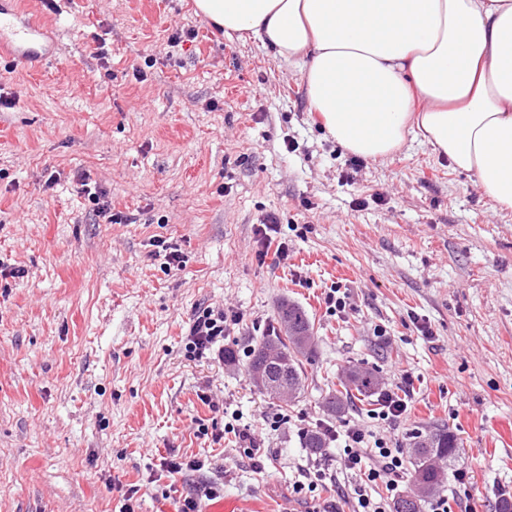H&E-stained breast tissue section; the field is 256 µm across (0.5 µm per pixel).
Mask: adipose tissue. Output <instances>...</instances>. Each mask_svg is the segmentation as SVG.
Listing matches in <instances>:
<instances>
[{
	"label": "adipose tissue",
	"instance_id": "1",
	"mask_svg": "<svg viewBox=\"0 0 512 512\" xmlns=\"http://www.w3.org/2000/svg\"><path fill=\"white\" fill-rule=\"evenodd\" d=\"M225 33L302 67L344 149L384 159L419 133L512 210V0H195Z\"/></svg>",
	"mask_w": 512,
	"mask_h": 512
}]
</instances>
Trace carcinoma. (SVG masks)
Masks as SVG:
<instances>
[{
  "instance_id": "cac0c4a2",
  "label": "carcinoma",
  "mask_w": 512,
  "mask_h": 512,
  "mask_svg": "<svg viewBox=\"0 0 512 512\" xmlns=\"http://www.w3.org/2000/svg\"><path fill=\"white\" fill-rule=\"evenodd\" d=\"M278 317L284 334L264 335L253 342L249 351L248 373L257 371L268 359L273 358L278 361L275 372L286 387L284 393L294 396L303 390L304 361L314 351L311 325L305 311L286 300L278 306ZM377 386L378 380L373 373L354 371L349 376V384L343 386V390H338L325 399L324 408L331 413L340 414L346 407L344 393L354 389L359 394L368 396L374 393ZM409 441L413 467L411 479L417 489V501L401 497L396 504H406L408 512H422L420 502L445 489L447 477L439 462L456 458L457 443L448 430L432 427L411 433Z\"/></svg>"
}]
</instances>
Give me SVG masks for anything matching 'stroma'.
I'll use <instances>...</instances> for the list:
<instances>
[{
  "label": "stroma",
  "instance_id": "1",
  "mask_svg": "<svg viewBox=\"0 0 512 512\" xmlns=\"http://www.w3.org/2000/svg\"><path fill=\"white\" fill-rule=\"evenodd\" d=\"M57 5L37 10L48 61L0 60V93L19 97L0 111V512H123L132 486L136 512H164L192 481L248 512H308L293 485L320 420L403 449L415 427L447 426L451 512H495L512 496V211L416 140L349 168L300 68L224 35L194 0ZM187 29L194 40L169 45ZM79 172L135 223H98ZM271 213L284 259L257 255L254 230ZM155 239L179 246L181 269L151 257ZM337 286L351 294L339 315L325 304ZM282 299L313 325L292 400L269 398L247 370ZM209 304L242 315L224 339L234 361L185 351ZM355 369L386 388L411 375L401 423L376 420L374 395H353L338 416L324 409ZM228 411L264 448L262 469L225 433ZM276 412L288 420L273 429ZM174 454L203 470L169 477L161 462Z\"/></svg>",
  "mask_w": 512,
  "mask_h": 512
}]
</instances>
